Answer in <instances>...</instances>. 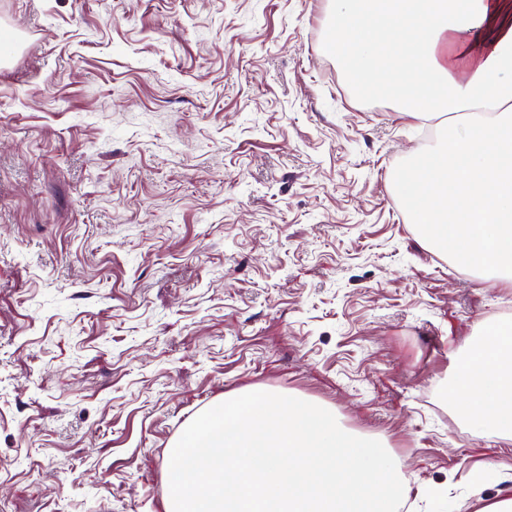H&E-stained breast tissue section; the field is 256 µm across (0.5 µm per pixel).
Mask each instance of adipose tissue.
<instances>
[{
    "label": "adipose tissue",
    "mask_w": 512,
    "mask_h": 512,
    "mask_svg": "<svg viewBox=\"0 0 512 512\" xmlns=\"http://www.w3.org/2000/svg\"><path fill=\"white\" fill-rule=\"evenodd\" d=\"M325 45L356 87L411 116L448 115L430 158L394 184L411 223L459 263L512 276V0H333ZM490 101L494 117L456 112ZM457 416L512 440V336L489 340L449 389Z\"/></svg>",
    "instance_id": "adipose-tissue-1"
}]
</instances>
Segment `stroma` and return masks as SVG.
Returning a JSON list of instances; mask_svg holds the SVG:
<instances>
[{
    "instance_id": "obj_1",
    "label": "stroma",
    "mask_w": 512,
    "mask_h": 512,
    "mask_svg": "<svg viewBox=\"0 0 512 512\" xmlns=\"http://www.w3.org/2000/svg\"><path fill=\"white\" fill-rule=\"evenodd\" d=\"M330 0H0V512H164L224 397L385 439L407 512L512 489L448 387L512 281L421 245L393 182L434 140L357 92Z\"/></svg>"
}]
</instances>
